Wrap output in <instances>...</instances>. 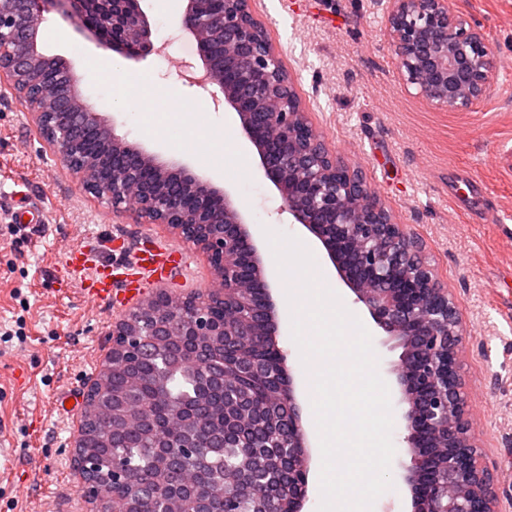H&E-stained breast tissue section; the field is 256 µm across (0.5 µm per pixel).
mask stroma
<instances>
[{
	"label": "stroma",
	"instance_id": "35a3bbf8",
	"mask_svg": "<svg viewBox=\"0 0 512 512\" xmlns=\"http://www.w3.org/2000/svg\"><path fill=\"white\" fill-rule=\"evenodd\" d=\"M451 9L478 25L494 52L498 75L483 97L463 110L440 111L407 86L385 35L381 0H251L255 17L295 79L308 118L326 146L359 170L372 198L390 210L422 245L421 257L454 295L464 338L461 372L468 394L472 430L498 494L499 512H512V169L492 166L499 149L512 146V0H448ZM186 0L167 13L159 0H141L151 25L155 53L125 60L132 87L153 85L179 92L194 104L203 126L220 135L231 108L214 104L208 92L189 83L184 63L199 60L197 42L180 27ZM63 19L47 14L39 48L71 69L81 92L117 121V134L160 157L184 164L216 186L230 187L255 227L278 225L280 232L310 234L283 208L275 187L257 167L252 145L203 152L195 136L168 119L170 149L147 128L152 115L112 108V78L98 69L116 53L76 29L54 36ZM488 187L493 222L465 224L474 205L475 181ZM122 245L157 241L180 248L186 265L171 291L217 290L207 260L159 224H140L87 195L46 150L28 112L0 88V330L22 328L25 342L0 340V512H90L72 476L75 417L53 409L58 393L83 396L85 382L98 375L113 321L127 304L85 299L71 281L65 252L83 231ZM315 265L328 274L345 308L372 336L377 370L393 402L391 431L395 455L393 486L372 512H410L404 476L411 456L403 438V405L393 372L402 348L378 328L364 304L339 279L322 245ZM279 346L297 386L308 401V378L291 337L285 302L293 284L274 282Z\"/></svg>",
	"mask_w": 512,
	"mask_h": 512
}]
</instances>
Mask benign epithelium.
<instances>
[{
  "label": "benign epithelium",
  "instance_id": "1",
  "mask_svg": "<svg viewBox=\"0 0 512 512\" xmlns=\"http://www.w3.org/2000/svg\"><path fill=\"white\" fill-rule=\"evenodd\" d=\"M187 0L181 30L200 49L191 83L233 109L255 147L259 169L279 192L294 223L315 236L341 281L375 323L403 348L395 368L403 442L412 464L405 482L412 512H496L492 476L468 419L460 371L463 325L452 293L424 262L419 244L379 205L362 174L336 159L314 131L294 79L255 18L251 0ZM57 13L131 60L160 53L140 0H0V83L30 112L40 136L82 188L143 224H165L204 253L220 288L206 295L165 288L112 324V351L133 359L145 350L133 319L150 308L158 336L180 335L178 311L192 313L198 336L224 337V447L237 448L251 474L224 502L253 500L256 512H303L308 502L310 443L294 382L278 346L273 281L246 211L234 194L115 133L66 68L56 82L44 70L55 58L39 49L45 15ZM386 35L405 83L440 109L468 108L496 78L484 35L448 0H387ZM274 379L261 405L246 381ZM257 426L283 449L265 456L248 447ZM185 453L199 447L183 422L169 424Z\"/></svg>",
  "mask_w": 512,
  "mask_h": 512
}]
</instances>
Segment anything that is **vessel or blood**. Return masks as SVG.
<instances>
[{"mask_svg":"<svg viewBox=\"0 0 512 512\" xmlns=\"http://www.w3.org/2000/svg\"><path fill=\"white\" fill-rule=\"evenodd\" d=\"M111 248V241L89 233L64 258L74 283L88 299L111 302L113 288L138 291L145 280L167 277L184 260L179 250L166 247H146L119 262L103 259V252Z\"/></svg>","mask_w":512,"mask_h":512,"instance_id":"1","label":"vessel or blood"}]
</instances>
